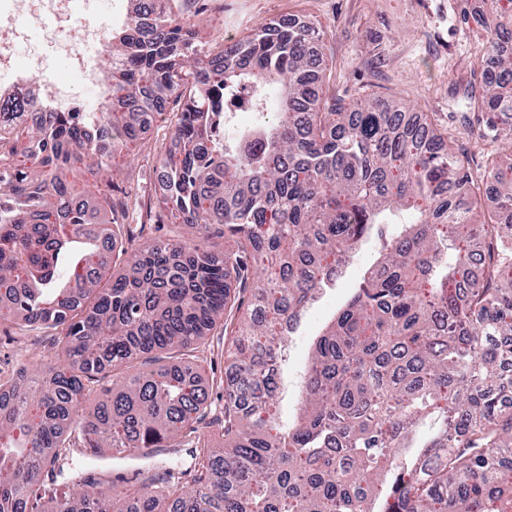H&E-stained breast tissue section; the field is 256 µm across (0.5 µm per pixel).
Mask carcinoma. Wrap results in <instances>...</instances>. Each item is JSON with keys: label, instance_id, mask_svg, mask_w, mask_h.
Returning <instances> with one entry per match:
<instances>
[{"label": "carcinoma", "instance_id": "cac0c4a2", "mask_svg": "<svg viewBox=\"0 0 512 512\" xmlns=\"http://www.w3.org/2000/svg\"><path fill=\"white\" fill-rule=\"evenodd\" d=\"M128 2L112 108L97 113L112 152L29 98L30 134L0 159V322L58 331L64 356L0 393V512H512V128L482 189L431 119L377 96L324 97L315 28L272 37L265 25L200 58L194 21L175 24L168 0ZM144 10L156 14L148 36ZM470 15L497 74L473 70L469 105L492 134L512 122V0ZM245 88L258 116L230 138L217 131L224 99ZM164 100L159 206L216 230L224 250L152 240L123 250L108 280L105 246L132 240L127 200H77L68 177L143 145ZM402 211L414 219L386 238ZM371 238L382 254L317 339L299 417L281 429L272 364ZM478 256L487 277L468 275ZM213 330L230 369L222 448L196 426L212 402L194 352ZM106 371L111 384L94 389ZM78 441L109 459L186 442L195 464L176 476L145 461L133 489L45 485Z\"/></svg>", "mask_w": 512, "mask_h": 512}]
</instances>
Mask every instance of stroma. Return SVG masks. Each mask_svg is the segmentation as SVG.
Wrapping results in <instances>:
<instances>
[{
    "label": "stroma",
    "mask_w": 512,
    "mask_h": 512,
    "mask_svg": "<svg viewBox=\"0 0 512 512\" xmlns=\"http://www.w3.org/2000/svg\"><path fill=\"white\" fill-rule=\"evenodd\" d=\"M480 0H171V12L188 10L196 22L194 48L205 55L217 45H231L282 15L293 14L323 33L327 94L353 101L381 96L404 102L427 114L454 149L469 158V171L480 177L497 145L483 134L476 114L464 104L473 68L486 63V34L464 23L465 5ZM153 161L141 149L131 150L112 165L115 190L159 194ZM379 241L367 243L335 288L311 308L302 332L293 337L288 354L285 419H293L308 355L328 320L371 267ZM50 330L0 325V383L12 381L19 369L55 360L57 345ZM72 467L82 477L108 480L130 488L136 475L129 461L95 459L74 452Z\"/></svg>",
    "instance_id": "35a3bbf8"
}]
</instances>
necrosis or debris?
Instances as JSON below:
<instances>
[{
  "mask_svg": "<svg viewBox=\"0 0 512 512\" xmlns=\"http://www.w3.org/2000/svg\"><path fill=\"white\" fill-rule=\"evenodd\" d=\"M123 0H111L107 10H100L99 0H0V124L21 121L16 112L5 111L6 102L31 96L48 112H66L73 126L103 147L112 141V131L96 118L112 104V86L104 78L105 64L115 63L105 54L116 30L128 18ZM43 19L40 35L26 60H19L16 47L29 33L25 23ZM62 56L68 63L73 81L49 76V55ZM94 88V102L79 98L74 85Z\"/></svg>",
  "mask_w": 512,
  "mask_h": 512,
  "instance_id": "1",
  "label": "necrosis or debris"
}]
</instances>
